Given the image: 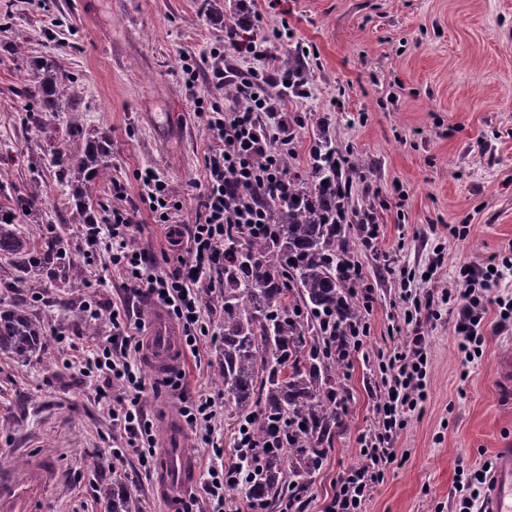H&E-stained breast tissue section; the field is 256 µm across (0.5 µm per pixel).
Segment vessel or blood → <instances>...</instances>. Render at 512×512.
Here are the masks:
<instances>
[{
  "mask_svg": "<svg viewBox=\"0 0 512 512\" xmlns=\"http://www.w3.org/2000/svg\"><path fill=\"white\" fill-rule=\"evenodd\" d=\"M143 358L154 374L162 375L178 367L183 358L178 327L162 310H155L148 322ZM198 473L197 461L184 436L183 426L176 418H167L159 454L155 489L170 501L191 485ZM44 483V471L29 467L18 490L12 496L0 498V512H28L31 498ZM485 512H512V448L498 451L495 469L490 477Z\"/></svg>",
  "mask_w": 512,
  "mask_h": 512,
  "instance_id": "vessel-or-blood-1",
  "label": "vessel or blood"
}]
</instances>
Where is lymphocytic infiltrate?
I'll use <instances>...</instances> for the list:
<instances>
[{"label":"lymphocytic infiltrate","mask_w":512,"mask_h":512,"mask_svg":"<svg viewBox=\"0 0 512 512\" xmlns=\"http://www.w3.org/2000/svg\"><path fill=\"white\" fill-rule=\"evenodd\" d=\"M263 18L251 5H243L238 16L224 22V35L200 57L186 58L183 71L188 85L203 82L208 93L193 101L204 120L206 150L203 155L204 180L196 197L195 221L178 223L182 200L158 173L137 171V194L128 205L108 210L100 223L82 225L76 239H63L64 248L75 249L85 264L107 256L105 272L122 280L123 294L107 317L110 328L96 351L86 358V376L101 378L97 390L108 407L113 431L119 432L121 446L112 450L115 460L127 455L137 459L138 473H151L156 449L153 424L143 404L144 392L160 393L162 387L175 388L178 378H165L162 384L147 385L136 360L143 348L145 324L135 318L136 303L151 301L162 306L176 322L184 347L197 354L202 339L219 345L221 337L202 306L199 290H216L224 285V244L239 236H268L278 219L275 203L294 199L310 204L320 197H332L325 214L329 224L357 225L363 245L376 249L380 225L374 206L349 210L352 194L350 159L336 151L330 137L318 135L308 151L304 168L288 164L295 153V126L300 115L289 113L288 99L311 95L303 42L289 28L268 30L254 38L252 30L262 27ZM289 40V62H280L271 48ZM233 87L237 104L223 102L226 87ZM168 229L171 245H185V255L153 254L136 246L144 233L142 213ZM512 269V258L496 255L485 265H464L459 269V290L417 295L402 290L393 320L405 327L402 345L379 354L370 361V371L379 373L383 391L375 404L376 423L356 438L361 457L359 466L341 471L333 494L323 512H363L374 489L383 483L397 460L394 442L412 412L425 402L427 393L425 323L436 318L444 305L455 312V332L461 356L482 354L485 342V315L497 307L507 323H512V295L496 292L505 271ZM370 333L365 320L341 330L326 319H319V347L323 355L349 358L360 349ZM220 392L199 391L184 399L179 409L201 447L209 451L210 463L201 494H190L182 502V512H225L229 493L243 483L255 457L244 434L235 436L236 462L224 463L223 440L216 421L223 409Z\"/></svg>","instance_id":"obj_1"}]
</instances>
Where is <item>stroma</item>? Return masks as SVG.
<instances>
[{
  "label": "stroma",
  "instance_id": "1",
  "mask_svg": "<svg viewBox=\"0 0 512 512\" xmlns=\"http://www.w3.org/2000/svg\"><path fill=\"white\" fill-rule=\"evenodd\" d=\"M0 0V215L11 214L23 235L56 225L74 236L79 226L51 164L55 131L23 120L21 91L37 82L34 60L64 58L74 79L71 96L87 130L112 137V175L135 196L134 173L151 167L183 200L180 223L195 219L193 194L203 180V120L188 86L183 58L224 33V18L205 14L202 0ZM265 28L288 24L311 49L312 94L293 99L304 167L308 150L328 121L337 150L357 161L384 193L402 186L401 208L380 213L381 250L396 254L411 289L457 288L459 265L481 264L512 248V0H255ZM178 114L169 137L153 118ZM31 200L21 211L19 200ZM467 226L450 237L449 226ZM349 252L373 286L365 319L370 333L345 381V425L334 433L320 467L307 481L306 512H322L332 481L358 465V432L375 421L371 377L363 356L389 348L398 276L386 274L376 253L346 229ZM444 264L422 280L437 240ZM119 280L73 289L63 272L32 269L17 284L0 261V307L26 304L44 325L50 345L27 362L0 354V494L11 492L31 461L48 472L44 512H104L101 492L119 482L142 512H169L152 481L137 482L135 457L114 462L112 423L96 396V381L69 365L70 342L94 345L108 324L90 326L83 300H117ZM496 309L485 319L483 354L462 365L455 315L425 324L428 398L396 442L402 461L375 489L365 512H454L458 464L495 463L512 446V395L500 389L497 366L512 359V325L496 330ZM201 361L185 356L187 395L221 391L218 353L200 344Z\"/></svg>",
  "mask_w": 512,
  "mask_h": 512
}]
</instances>
